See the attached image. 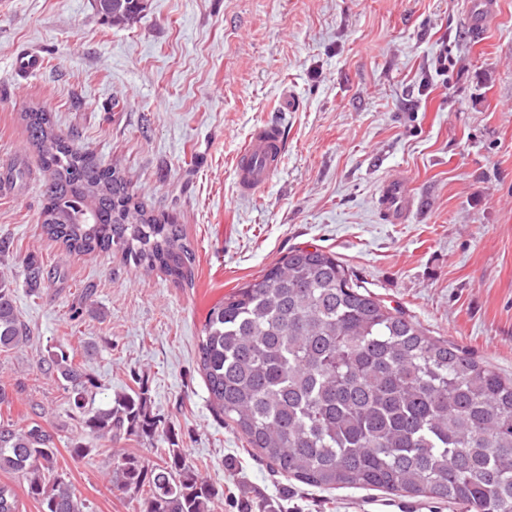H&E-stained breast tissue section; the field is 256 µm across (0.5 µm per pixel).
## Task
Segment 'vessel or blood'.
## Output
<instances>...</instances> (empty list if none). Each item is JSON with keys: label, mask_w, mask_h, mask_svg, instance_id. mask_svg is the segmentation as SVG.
Listing matches in <instances>:
<instances>
[{"label": "vessel or blood", "mask_w": 512, "mask_h": 512, "mask_svg": "<svg viewBox=\"0 0 512 512\" xmlns=\"http://www.w3.org/2000/svg\"><path fill=\"white\" fill-rule=\"evenodd\" d=\"M495 10V0H471L469 26L481 33ZM280 130L274 125L257 127L246 140L235 160L237 193L251 197L264 190L276 172L282 154ZM414 191L407 178L393 174L385 178L375 196V207L382 223H406L414 204Z\"/></svg>", "instance_id": "b4317fda"}]
</instances>
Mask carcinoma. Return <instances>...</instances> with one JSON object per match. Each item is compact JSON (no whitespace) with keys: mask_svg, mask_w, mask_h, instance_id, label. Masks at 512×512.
<instances>
[{"mask_svg":"<svg viewBox=\"0 0 512 512\" xmlns=\"http://www.w3.org/2000/svg\"><path fill=\"white\" fill-rule=\"evenodd\" d=\"M143 0H100L97 11L129 23ZM43 174L44 232L76 255L116 250L136 268L192 284L195 256L183 226L136 200L120 173L59 135L50 113H24ZM29 340L14 289L0 277V351ZM215 416L242 435L272 472L324 491L348 487L512 512V380L367 289L335 254L295 248L224 297L198 344ZM69 393L88 437L107 441L157 431L143 391L88 407L101 388L64 346L42 360ZM57 432L0 417V469L27 485L41 512H82L56 474ZM151 464L127 451L112 485L140 512H211L220 495L182 448ZM0 512H21L0 486Z\"/></svg>","mask_w":512,"mask_h":512,"instance_id":"1","label":"carcinoma"}]
</instances>
